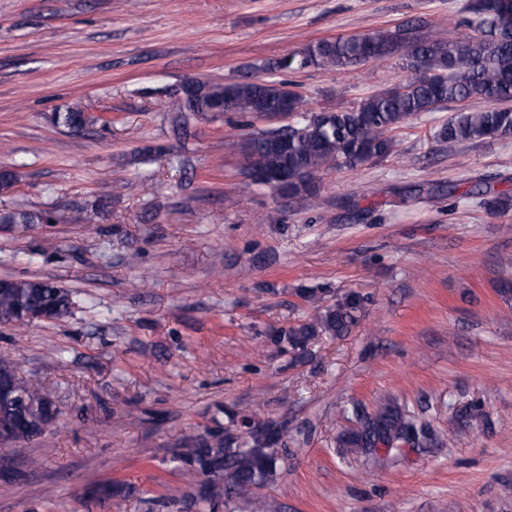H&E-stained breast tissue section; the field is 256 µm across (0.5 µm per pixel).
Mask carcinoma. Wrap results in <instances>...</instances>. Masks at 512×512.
Returning a JSON list of instances; mask_svg holds the SVG:
<instances>
[{"mask_svg":"<svg viewBox=\"0 0 512 512\" xmlns=\"http://www.w3.org/2000/svg\"><path fill=\"white\" fill-rule=\"evenodd\" d=\"M512 0H472L469 10L476 16V34L448 42L432 40L420 28L379 29L362 34L338 36L309 44L300 52L276 62L278 69L308 66L346 68L397 57L414 73L407 83L371 95L350 110L315 112L311 117L281 130L257 131L239 144V153L250 165L276 179L288 174L290 202L314 206L319 200L317 176L330 169H355L390 155L395 147L390 133L422 113L433 112L446 103L482 99L497 106L459 113L442 128V149L453 152L464 142L512 132V33L501 30L500 7ZM201 96L194 102L176 98L169 104L174 122L184 129L188 115L200 112H241L262 116L288 100L299 112L304 98L291 84L265 79H239L229 83H201ZM468 194L483 198L490 208L507 210L512 196L489 197L480 185ZM50 212L25 207L0 211V224L27 229L49 220ZM327 290L313 292L318 314L313 324L274 329L271 341L298 360L317 336H344L359 321L364 297L350 292L327 303ZM72 307L70 292L40 278H6L0 283V321L19 322L28 311H46L54 318L67 316ZM14 396H0V439L12 442L34 440L52 426L49 405L55 403L50 386H34L19 374L12 377ZM286 428L265 437L260 433L242 444L228 428L216 426L204 435L186 440L182 457L200 470L224 476L226 503L244 500L274 482L282 460ZM415 436V446L429 442L416 419L392 406L374 416H356L355 425L339 439V447L355 455L379 449ZM93 494L100 499L127 498L132 490L110 481L98 484Z\"/></svg>","mask_w":512,"mask_h":512,"instance_id":"cac0c4a2","label":"carcinoma"}]
</instances>
